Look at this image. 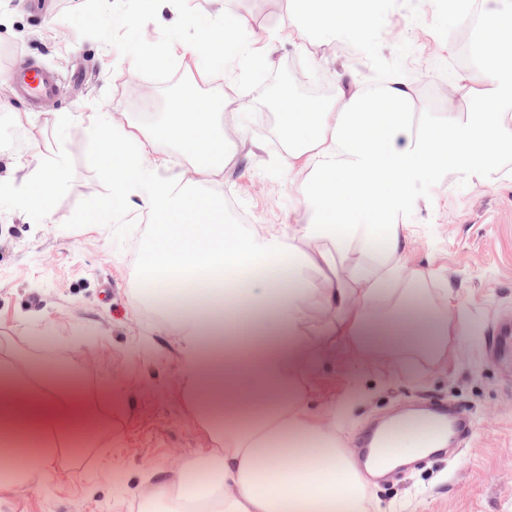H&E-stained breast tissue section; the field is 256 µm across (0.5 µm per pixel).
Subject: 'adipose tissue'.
<instances>
[{
    "instance_id": "ef3b65f1",
    "label": "adipose tissue",
    "mask_w": 512,
    "mask_h": 512,
    "mask_svg": "<svg viewBox=\"0 0 512 512\" xmlns=\"http://www.w3.org/2000/svg\"><path fill=\"white\" fill-rule=\"evenodd\" d=\"M399 8V0H291L283 27L331 33L370 55ZM464 80L488 93L476 111L442 126L413 123L407 83L387 77L340 83L316 108L280 102L288 159L308 171L295 193L303 249L284 234L214 223L217 199L162 177L172 147L192 173H223V102L182 99L148 124L116 121L101 107L56 114L60 127L86 125L109 186L99 210L116 224L134 212L154 220L143 294L178 338L184 397L213 444L204 458L155 474L139 495L141 512H366V473L428 455L409 440L359 463L336 434L335 411L306 401L327 351L307 327L338 337L351 355L416 346L432 363L447 362L449 333L466 321L448 302L428 310L415 288L423 274L404 259L409 217L443 174L480 176L512 155V57L482 53ZM66 166L61 153L32 173V209L60 190ZM321 239L360 257L346 272L329 271ZM230 278L237 291L225 290ZM63 385V377L0 363V505L55 463L45 434L70 436L76 415Z\"/></svg>"
}]
</instances>
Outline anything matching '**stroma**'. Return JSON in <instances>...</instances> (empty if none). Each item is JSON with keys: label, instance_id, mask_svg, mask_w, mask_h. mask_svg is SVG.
Instances as JSON below:
<instances>
[{"label": "stroma", "instance_id": "1", "mask_svg": "<svg viewBox=\"0 0 512 512\" xmlns=\"http://www.w3.org/2000/svg\"><path fill=\"white\" fill-rule=\"evenodd\" d=\"M213 16H247L258 45H274L272 68H291L298 85L336 92L344 73L371 83L395 75L411 88L415 121L440 124L473 111L476 96L460 90L458 43L431 15L396 17L374 55L344 50L319 34L280 38L288 0H188ZM81 0H0V87L11 67L29 60L55 69L61 99L40 109L9 105L0 121V349L48 375L58 365L81 370L79 397L91 416L89 442L12 498L0 512H137L139 492L154 474L204 456L206 433L186 403L178 341L161 314L141 300L139 262L150 231L146 215L129 223L97 222L94 205L107 184L90 157L82 126L60 128L58 112L108 111L139 120L145 114L126 82L128 64L109 45L80 37L62 13ZM245 124L220 178L201 191L222 198L224 221L261 233H288L301 220L274 117ZM69 163L63 186L34 213L22 205L32 170L57 153ZM409 266L425 271L418 286L429 305L453 287L468 327L448 339V362L434 365L416 351L354 357L332 351L308 385L316 409L335 408L336 432L347 448L372 421L430 401L465 405L473 434L458 452L431 459L372 488L368 512H512V357L491 356V330L512 318V160L487 176L443 175L411 217Z\"/></svg>", "mask_w": 512, "mask_h": 512}]
</instances>
